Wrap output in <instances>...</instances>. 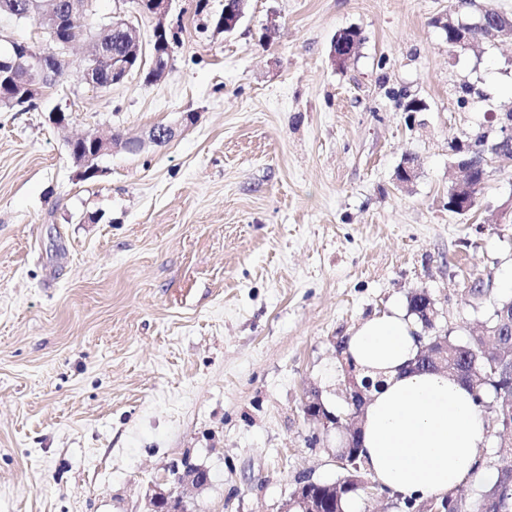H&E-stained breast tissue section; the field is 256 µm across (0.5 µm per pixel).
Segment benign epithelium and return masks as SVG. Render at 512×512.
Returning a JSON list of instances; mask_svg holds the SVG:
<instances>
[{
	"instance_id": "benign-epithelium-1",
	"label": "benign epithelium",
	"mask_w": 512,
	"mask_h": 512,
	"mask_svg": "<svg viewBox=\"0 0 512 512\" xmlns=\"http://www.w3.org/2000/svg\"><path fill=\"white\" fill-rule=\"evenodd\" d=\"M133 2L138 11L154 20L153 36L163 35L168 31L166 20L173 0H133ZM247 2L248 0H226L224 17L218 23V27L226 33L233 31L245 15ZM90 5L91 0H54L53 6L46 7L41 0H20L13 6L12 14L17 17H34L40 32L48 35L52 42L47 52L34 55L27 47L28 41L0 35V74L15 79L22 86L23 94L19 95V98L36 102L42 98L43 86L66 71L69 64V50L74 45L85 41L88 36V30L84 27V18L87 16ZM451 29L455 46L466 48L474 43V33L463 24H453ZM484 32L487 39H493L503 33L512 34V20L503 16L496 18L492 24L485 26ZM111 34L124 36L125 41L129 43L130 51L126 53L109 51L108 36ZM359 39L360 33L352 30L347 37L333 41L330 56L334 65L344 68L351 62ZM140 41L139 28L128 19L120 18L99 26L91 35L93 51L84 60L85 82L92 86L97 85V62L109 55L112 56V82L114 83L122 82L129 74V68L124 62L128 57L140 58L141 65L155 73L162 75L167 73L172 62L169 46L166 45L159 51L154 49L149 56L145 57L140 53ZM492 118L497 121L492 150L482 153L470 145L458 150L462 157L457 160V168L462 173V179L448 189V206L457 214L468 215L473 211L477 205L478 191L489 176V168L512 167V114L509 112L499 116L494 114ZM92 139L94 140L92 152L73 155V160L80 166V174L84 177L98 171L96 161L101 156L118 147L128 150L133 146H141V141L119 135H113L108 139L94 135ZM417 296L419 299L416 301L414 313L426 329L435 328L439 316L435 301L424 291L417 293ZM498 315V325L492 329V332L493 335L502 337L503 344L507 348L509 359L508 362L502 363V366L509 370L512 368V314H508V310L505 309L498 312ZM336 348L344 371L345 400L363 409L368 403L372 388L359 378L358 373L343 357L342 344L336 343ZM438 356H448V335L446 334L434 333L427 336L416 357L407 365V369L415 372L418 368L429 365L430 361ZM304 408L315 415V420L324 429H336L340 426V417L325 408L318 392H310ZM358 427L359 417L356 416L348 426L346 445L336 449V463L346 469L354 468L351 476L348 477L350 485L367 489L372 486V483L366 476L357 472L359 466L356 464V452L352 451L357 440ZM174 474L179 485L188 482L201 486L207 481L205 471L187 462L184 463V471L176 470ZM319 486L321 483L309 479L298 481L284 504L283 512H324L327 500L323 498L322 493L315 492V488ZM162 505L165 506L166 512H190L189 505L181 492L174 488L153 499L152 507L155 512Z\"/></svg>"
}]
</instances>
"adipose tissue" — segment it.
I'll return each mask as SVG.
<instances>
[{
	"mask_svg": "<svg viewBox=\"0 0 512 512\" xmlns=\"http://www.w3.org/2000/svg\"><path fill=\"white\" fill-rule=\"evenodd\" d=\"M420 342L401 311L363 322L346 353L385 378L362 417L360 457L382 489L404 499L442 496L478 475L488 423L472 393L442 372L406 371Z\"/></svg>",
	"mask_w": 512,
	"mask_h": 512,
	"instance_id": "1",
	"label": "adipose tissue"
}]
</instances>
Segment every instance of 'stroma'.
Masks as SVG:
<instances>
[{"mask_svg":"<svg viewBox=\"0 0 512 512\" xmlns=\"http://www.w3.org/2000/svg\"><path fill=\"white\" fill-rule=\"evenodd\" d=\"M223 4L174 0L159 80L92 87L81 44L0 112V512H150L186 461L193 512H281L344 475L303 411L346 408L338 340L424 291L464 344L512 296V168L448 209L456 147L512 111V36L449 47L451 0H249L230 33ZM159 124L78 175L72 137ZM359 39L360 33L352 30L348 33L346 38H337L333 41L330 56L334 65L343 68L351 62Z\"/></svg>","mask_w":512,"mask_h":512,"instance_id":"35a3bbf8","label":"stroma"}]
</instances>
